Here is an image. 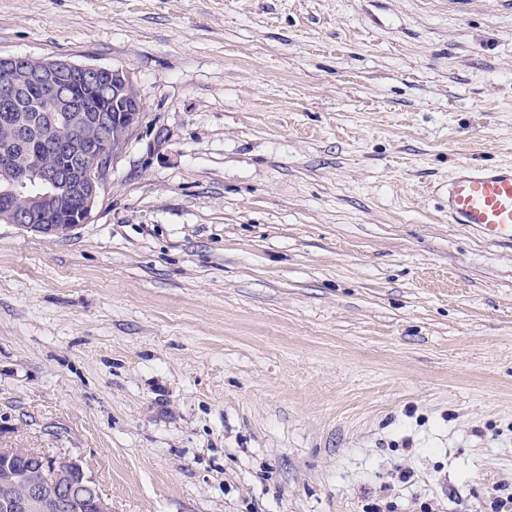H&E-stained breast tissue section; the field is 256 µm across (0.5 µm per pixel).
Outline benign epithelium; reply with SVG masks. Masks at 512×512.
<instances>
[{
  "instance_id": "obj_1",
  "label": "benign epithelium",
  "mask_w": 512,
  "mask_h": 512,
  "mask_svg": "<svg viewBox=\"0 0 512 512\" xmlns=\"http://www.w3.org/2000/svg\"><path fill=\"white\" fill-rule=\"evenodd\" d=\"M34 88L39 129L27 161H4L0 196L7 204L0 222L27 231L61 235L89 223L115 160L143 112L140 98L121 69L79 65L56 58L0 57V104L10 110L19 91ZM20 448H0V486L16 483ZM53 481H33L15 498L0 499V512H80L66 491L74 481L91 482L76 459L46 460Z\"/></svg>"
}]
</instances>
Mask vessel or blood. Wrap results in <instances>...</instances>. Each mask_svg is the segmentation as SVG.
Returning <instances> with one entry per match:
<instances>
[{
	"mask_svg": "<svg viewBox=\"0 0 512 512\" xmlns=\"http://www.w3.org/2000/svg\"><path fill=\"white\" fill-rule=\"evenodd\" d=\"M448 221L475 227L491 244L512 246V164L460 166L448 179Z\"/></svg>",
	"mask_w": 512,
	"mask_h": 512,
	"instance_id": "obj_1",
	"label": "vessel or blood"
}]
</instances>
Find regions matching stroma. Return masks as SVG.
I'll return each instance as SVG.
<instances>
[{
	"label": "stroma",
	"mask_w": 512,
	"mask_h": 512,
	"mask_svg": "<svg viewBox=\"0 0 512 512\" xmlns=\"http://www.w3.org/2000/svg\"><path fill=\"white\" fill-rule=\"evenodd\" d=\"M1 55L144 111L89 223H0V448L112 512L512 496V248L448 221L512 163V0H0Z\"/></svg>",
	"instance_id": "35a3bbf8"
}]
</instances>
